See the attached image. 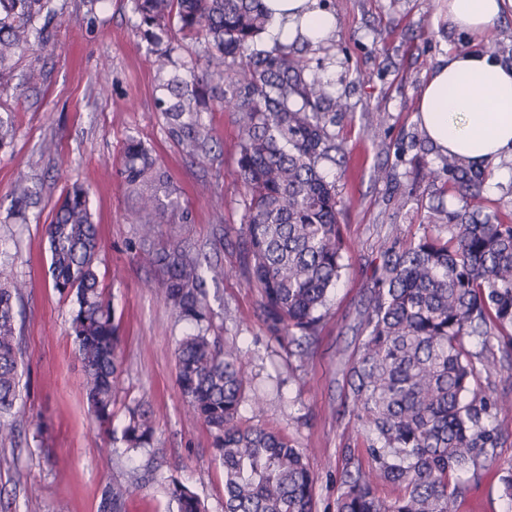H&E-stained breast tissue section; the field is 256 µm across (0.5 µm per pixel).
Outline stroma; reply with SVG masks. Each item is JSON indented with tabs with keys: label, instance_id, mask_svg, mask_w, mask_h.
Instances as JSON below:
<instances>
[{
	"label": "stroma",
	"instance_id": "1",
	"mask_svg": "<svg viewBox=\"0 0 512 512\" xmlns=\"http://www.w3.org/2000/svg\"><path fill=\"white\" fill-rule=\"evenodd\" d=\"M337 23L319 44H294L308 68L340 98L330 126L337 150L323 173L341 201L339 221L348 238L344 268L330 296V312L305 361L290 357L255 311L261 295L249 285L238 248L245 213L237 176V129L231 112L213 107L202 118L213 129L209 156L190 158L170 135L157 102V74L136 31L131 0H106L87 13L67 0L53 48L30 52L44 60L47 77L12 114L13 138L0 150V247L30 283L21 302L23 399L16 414L22 437L18 464L0 467V512H98L104 486L126 479L133 461L108 463L80 389L82 363L70 335L72 304L52 287L45 227L54 205L83 184L100 229L97 272L109 292L123 338V374L114 413L125 404L150 406L155 420L151 450L156 479L143 486L127 512H176L164 479L192 487L209 512H224V470L206 429L183 414L174 348L184 332L157 292L154 271L135 244V202L121 161L129 139L140 140L178 187L177 209L159 227L160 239L177 237L200 247L224 268L207 281L214 310L212 334L236 343L248 362L240 407L243 424L284 431L313 472L317 512H336V488L354 439L343 414L347 361L359 343L360 319L370 301L378 248L386 236L420 235L435 208L454 212L464 201L448 180V157L425 136L416 106L431 71L449 54L492 50L512 63V15L475 37L449 29L443 0H318ZM37 198L26 221L13 214L17 170ZM386 170L388 179L376 177ZM433 170L418 178L416 170ZM480 197L486 210L512 223V159L489 168ZM262 396L263 411L252 408ZM499 422L504 441L495 460L463 478L457 512H506L501 466L512 462V406Z\"/></svg>",
	"mask_w": 512,
	"mask_h": 512
}]
</instances>
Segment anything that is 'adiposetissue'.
<instances>
[{"label": "adipose tissue", "instance_id": "adipose-tissue-1", "mask_svg": "<svg viewBox=\"0 0 512 512\" xmlns=\"http://www.w3.org/2000/svg\"><path fill=\"white\" fill-rule=\"evenodd\" d=\"M272 11L270 32L279 41L294 37L296 25L328 38L335 28L318 0H264ZM449 28L483 36L512 0H443ZM418 120L441 152L471 167L512 158V64L481 50L449 55L430 73L417 104Z\"/></svg>", "mask_w": 512, "mask_h": 512}]
</instances>
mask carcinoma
Here are the masks:
<instances>
[{
    "label": "carcinoma",
    "mask_w": 512,
    "mask_h": 512,
    "mask_svg": "<svg viewBox=\"0 0 512 512\" xmlns=\"http://www.w3.org/2000/svg\"><path fill=\"white\" fill-rule=\"evenodd\" d=\"M64 5L58 0H0V96L15 102L44 79L24 58L54 46ZM137 30L161 74L175 64L164 37L177 24L195 55L182 62L190 79L173 75L159 88L173 99L163 112L186 154L208 153L213 140L202 119L210 102L233 112L237 167L246 190L239 242L250 284L262 295L257 316L272 337L304 359L329 311V293L344 267L346 237L338 221L335 186L322 162L336 150L329 113L342 109L327 84L288 45L268 43L263 0H132ZM12 109L0 102V149L12 136ZM124 182L135 196L141 259L160 277L161 296L177 322L189 327L176 344V382L188 417L209 432L224 467V512H315V478L303 451L284 433L239 420L248 378L243 351L210 335L212 310L205 276L224 268L203 265L199 249L171 238L156 247L158 224L178 206L150 151L131 141ZM485 170L448 156V180L479 198ZM27 174L16 177V218L26 219ZM456 223L433 216L407 242L386 238L360 341L348 362L343 412L362 439L368 465L341 476L336 512H457L460 478L477 469L503 436L501 403L485 384L512 376V224L475 205ZM53 288L72 298L70 329L83 365L82 392L99 430L120 458L153 445L152 411L127 407L121 430L112 404L121 373L114 309L97 274L98 224L87 192L73 184L46 225ZM29 288L0 250V443H12L11 420L20 393L17 307ZM146 469L108 484L98 512H126ZM390 487L389 500L375 486ZM177 512H206L186 484L166 485Z\"/></svg>",
    "instance_id": "cac0c4a2"
}]
</instances>
